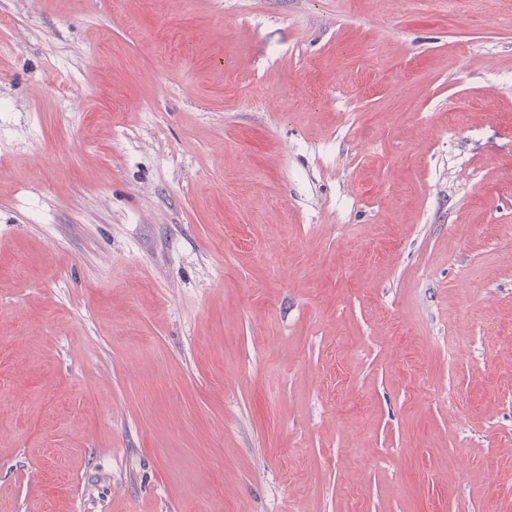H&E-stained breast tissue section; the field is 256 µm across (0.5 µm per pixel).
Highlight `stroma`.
Wrapping results in <instances>:
<instances>
[{
  "instance_id": "1",
  "label": "stroma",
  "mask_w": 512,
  "mask_h": 512,
  "mask_svg": "<svg viewBox=\"0 0 512 512\" xmlns=\"http://www.w3.org/2000/svg\"><path fill=\"white\" fill-rule=\"evenodd\" d=\"M0 512H512V0H0Z\"/></svg>"
}]
</instances>
